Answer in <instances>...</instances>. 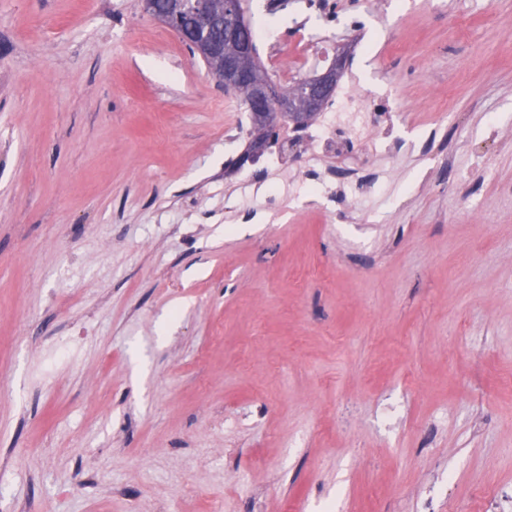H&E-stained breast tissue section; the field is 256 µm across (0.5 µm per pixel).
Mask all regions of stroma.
I'll return each mask as SVG.
<instances>
[{"label":"stroma","instance_id":"obj_1","mask_svg":"<svg viewBox=\"0 0 512 512\" xmlns=\"http://www.w3.org/2000/svg\"><path fill=\"white\" fill-rule=\"evenodd\" d=\"M253 0L390 94L352 204L236 190L140 0H0V512H489L512 491V0Z\"/></svg>","mask_w":512,"mask_h":512}]
</instances>
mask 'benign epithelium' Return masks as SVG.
<instances>
[{
  "instance_id": "benign-epithelium-1",
  "label": "benign epithelium",
  "mask_w": 512,
  "mask_h": 512,
  "mask_svg": "<svg viewBox=\"0 0 512 512\" xmlns=\"http://www.w3.org/2000/svg\"><path fill=\"white\" fill-rule=\"evenodd\" d=\"M144 12L158 22L184 36L180 19L188 14L192 22L190 41L197 53L212 64L214 75L224 87L246 83L250 88L249 108L253 123L260 126L278 125L285 117L296 126L308 121V116L322 109L336 89L345 63V53L336 55L332 65L319 75L304 80L288 91L259 77L257 47L247 37L251 29L239 6V0H224V13L216 16L209 0H170L165 9L157 0H142ZM304 99L305 111L293 109V99Z\"/></svg>"
}]
</instances>
